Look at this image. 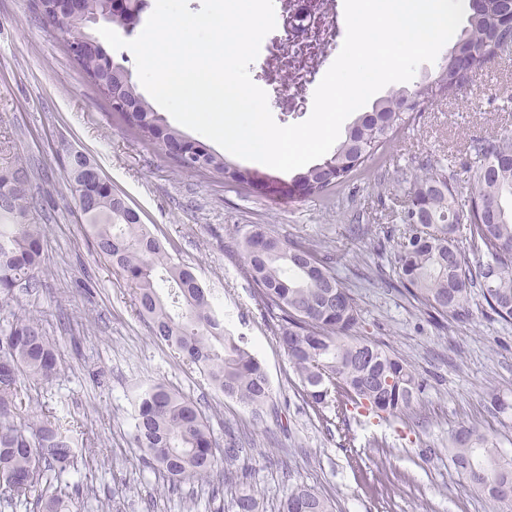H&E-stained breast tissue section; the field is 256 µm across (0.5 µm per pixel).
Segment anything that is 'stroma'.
<instances>
[{"mask_svg":"<svg viewBox=\"0 0 512 512\" xmlns=\"http://www.w3.org/2000/svg\"><path fill=\"white\" fill-rule=\"evenodd\" d=\"M503 133L512 134V48L455 99L425 104L328 197L245 190L217 173L183 170L159 144L140 140L72 62L35 0H0V164L18 155L31 171L27 193L47 247L29 307L64 360L41 400L84 432L100 458L93 471L65 473L97 488L86 512H217L243 492L255 494L260 512H279L298 484L331 500L335 512H496L454 469L448 438L474 425L512 455V324L479 296L466 321L431 318L400 288L393 247L404 230L395 204L406 190L403 172L448 159L455 186L464 189L474 146ZM75 150L211 290L226 330L258 353L272 385L261 416L173 360L136 316L132 290L82 226L64 169ZM256 224L330 255L356 302L358 336L405 360L423 380L410 409L383 417L351 409L338 423L334 409L306 405L277 321L234 252V229ZM152 383L200 404L218 441L230 433L241 440L233 470L246 479L213 477V497L193 485L169 490L132 441L135 394ZM491 391L508 402L506 412L491 408Z\"/></svg>","mask_w":512,"mask_h":512,"instance_id":"obj_1","label":"stroma"}]
</instances>
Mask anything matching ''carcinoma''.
Returning <instances> with one entry per match:
<instances>
[{
	"mask_svg": "<svg viewBox=\"0 0 512 512\" xmlns=\"http://www.w3.org/2000/svg\"><path fill=\"white\" fill-rule=\"evenodd\" d=\"M508 0H491L470 11L452 53L477 56L475 69L497 55L493 39ZM105 50L98 40L77 66L97 76L140 106L135 120L125 122L145 140L176 141L183 134L164 124L138 93L130 76L103 66ZM469 78L448 63L434 79L398 87L359 115L345 138L322 163L293 179L317 196L346 181L383 148L412 118L409 101L421 106L433 95L453 96ZM467 205L461 208L456 189L440 162L418 167L410 177L401 220L408 233L397 242L394 267L400 287L442 317L471 315L472 295L480 292L491 312L512 323V134L497 136L475 148ZM212 171L240 185L245 171L225 157L214 156ZM27 173L21 159L0 168V504L32 507L36 512H82L96 497L92 486L63 480L67 466L81 461L91 469L99 459L83 453L85 442L69 423L43 410L40 390L63 369L56 340L41 319L22 304L19 292L37 293L44 268V235L26 189L11 187L13 173ZM74 199H89L84 221L99 256L132 288L135 313L148 324L154 339L165 344L177 362L197 372L224 396L253 412L271 400V385L257 355L241 337L224 330L212 294L189 267L176 263L163 243L140 222L121 215L110 188L68 174ZM421 210L433 224H414ZM242 268L260 294L265 309L278 314V339L314 407L350 405L375 413L397 414L411 407L422 390L410 366L381 345L352 335L357 305L330 266V257L313 247L291 244L260 225L236 230ZM464 236L467 250L459 246ZM471 257H466V254ZM133 441L142 459L164 473L174 489L208 482L219 460L230 465L239 442L229 437L222 456L202 409L162 383L140 390L134 400ZM448 453L460 475L489 498L512 503V458L475 426L451 434ZM281 512H333L330 500L305 486H295L281 502Z\"/></svg>",
	"mask_w": 512,
	"mask_h": 512,
	"instance_id": "carcinoma-1",
	"label": "carcinoma"
}]
</instances>
